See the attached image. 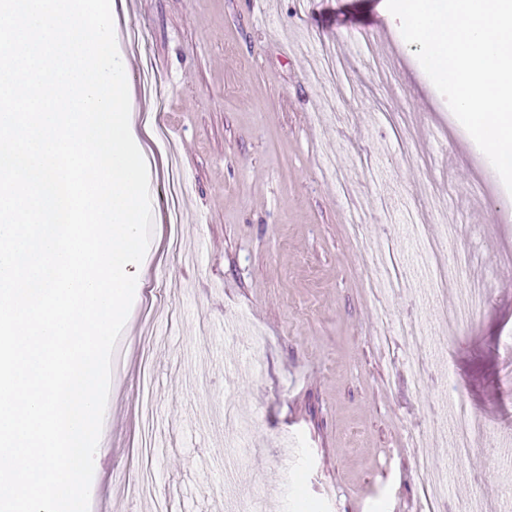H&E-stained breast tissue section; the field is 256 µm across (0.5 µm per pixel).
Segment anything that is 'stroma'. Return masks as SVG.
Here are the masks:
<instances>
[{"instance_id":"stroma-1","label":"stroma","mask_w":512,"mask_h":512,"mask_svg":"<svg viewBox=\"0 0 512 512\" xmlns=\"http://www.w3.org/2000/svg\"><path fill=\"white\" fill-rule=\"evenodd\" d=\"M116 42L137 75L151 67L163 101L150 143L152 236L146 275L114 350L90 512H151L131 492L164 472L171 512H236L252 485L263 512H420L415 443L442 399L462 401L512 438V193L387 18L386 0H113ZM378 27L375 59L352 48ZM138 28V44L127 34ZM191 189L177 230L163 217L169 158ZM457 213L456 256L488 290L429 361L379 329L432 316L427 294L447 249L428 255L406 227L440 231ZM400 257L403 288L377 296L351 224ZM160 331L145 339V327ZM262 344H255V337ZM154 398L145 445L140 404ZM254 416L246 474L224 457L235 440L225 403ZM452 468L444 512L469 493L512 512V454L441 444Z\"/></svg>"}]
</instances>
